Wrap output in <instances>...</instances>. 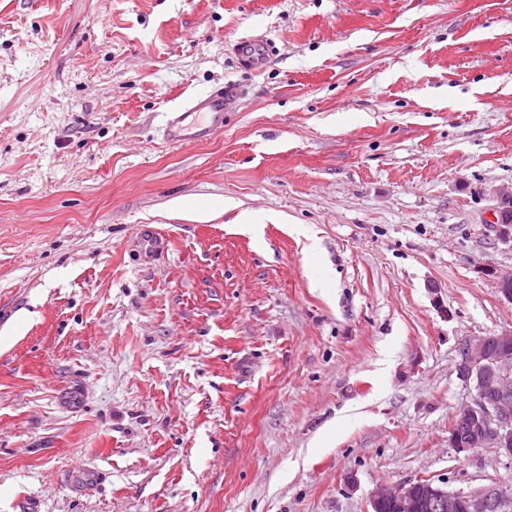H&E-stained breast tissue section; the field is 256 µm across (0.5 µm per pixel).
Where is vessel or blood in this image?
I'll list each match as a JSON object with an SVG mask.
<instances>
[{"label":"vessel or blood","mask_w":512,"mask_h":512,"mask_svg":"<svg viewBox=\"0 0 512 512\" xmlns=\"http://www.w3.org/2000/svg\"><path fill=\"white\" fill-rule=\"evenodd\" d=\"M272 47L265 38H246L239 42L238 53L243 63L250 68L259 67L270 56ZM240 89L234 84L191 99L184 111L172 112L167 121V136L170 141L181 142L186 138L184 123L188 118L209 117V124H200L195 138H207L224 126V114L236 102Z\"/></svg>","instance_id":"1"}]
</instances>
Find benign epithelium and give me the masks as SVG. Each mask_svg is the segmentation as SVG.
I'll use <instances>...</instances> for the list:
<instances>
[{
    "mask_svg": "<svg viewBox=\"0 0 512 512\" xmlns=\"http://www.w3.org/2000/svg\"><path fill=\"white\" fill-rule=\"evenodd\" d=\"M512 194H499L493 213L497 236L512 245V223L505 213ZM503 298L512 303V271H490ZM459 377L472 386V402L459 408L449 426L448 444L458 454L477 448H494L512 457V329L491 338L466 339L460 343ZM391 504L397 512H508L512 497L500 486L478 492L448 491L423 483L377 490L369 498L370 512H383Z\"/></svg>",
    "mask_w": 512,
    "mask_h": 512,
    "instance_id": "7a95c632",
    "label": "benign epithelium"
}]
</instances>
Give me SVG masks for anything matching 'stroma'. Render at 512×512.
<instances>
[{
    "mask_svg": "<svg viewBox=\"0 0 512 512\" xmlns=\"http://www.w3.org/2000/svg\"><path fill=\"white\" fill-rule=\"evenodd\" d=\"M228 81L222 130L166 139ZM503 187L512 0H0V512L512 488L448 445L460 343L512 328ZM272 50L266 38H245L238 43V53L243 63L250 68H257L264 63ZM499 205L493 213L492 224H495L497 236L500 241L512 246V224L510 221L505 220V213L512 205V195L509 192L499 193Z\"/></svg>",
    "mask_w": 512,
    "mask_h": 512,
    "instance_id": "obj_1",
    "label": "stroma"
}]
</instances>
